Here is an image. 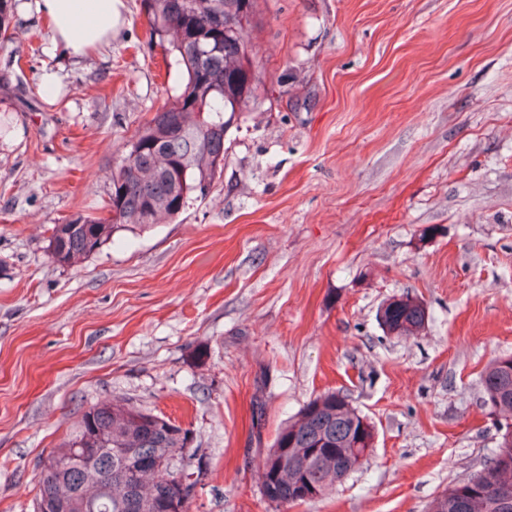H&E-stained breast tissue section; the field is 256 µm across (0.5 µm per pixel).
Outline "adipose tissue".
Here are the masks:
<instances>
[{"label": "adipose tissue", "mask_w": 512, "mask_h": 512, "mask_svg": "<svg viewBox=\"0 0 512 512\" xmlns=\"http://www.w3.org/2000/svg\"><path fill=\"white\" fill-rule=\"evenodd\" d=\"M122 0H34L51 23L54 55L78 56L108 42L119 20Z\"/></svg>", "instance_id": "1"}]
</instances>
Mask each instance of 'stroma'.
I'll list each match as a JSON object with an SVG mask.
<instances>
[{
  "mask_svg": "<svg viewBox=\"0 0 512 512\" xmlns=\"http://www.w3.org/2000/svg\"><path fill=\"white\" fill-rule=\"evenodd\" d=\"M13 25L0 49V512H33L41 452L109 398L190 426L207 473L189 512H275L262 454L327 389L371 419L375 448L290 512H427L481 469L499 439L483 374L512 355V0H257L258 100L206 197L71 266L50 257L52 226L100 212L176 77L146 42L141 0L77 59L51 55L35 11ZM406 291L428 324L387 335L377 309Z\"/></svg>",
  "mask_w": 512,
  "mask_h": 512,
  "instance_id": "35a3bbf8",
  "label": "stroma"
}]
</instances>
